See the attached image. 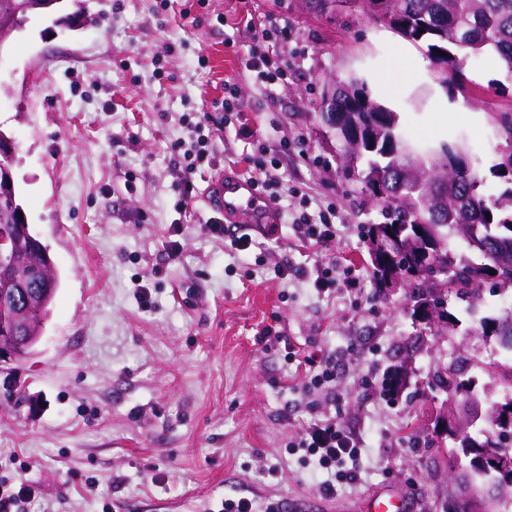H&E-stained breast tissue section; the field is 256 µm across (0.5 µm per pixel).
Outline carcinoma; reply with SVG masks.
Listing matches in <instances>:
<instances>
[{
    "instance_id": "carcinoma-1",
    "label": "carcinoma",
    "mask_w": 512,
    "mask_h": 512,
    "mask_svg": "<svg viewBox=\"0 0 512 512\" xmlns=\"http://www.w3.org/2000/svg\"><path fill=\"white\" fill-rule=\"evenodd\" d=\"M363 9L404 38L426 43L428 55L439 77L457 75L468 59L482 56L499 60L512 75V0H362ZM56 0H0V18L12 20L17 33L30 15L53 8ZM327 124L353 157L345 175L363 184L381 207L384 221L364 225L368 240L372 276L376 287L387 288L399 279L411 288L410 300H422L437 309L438 325L452 326L456 317L448 312V298L468 303L465 312L476 311L488 270L498 273L499 284L512 285V264L501 265L497 238H512V186L499 195L480 192L484 179L471 169L464 148L444 144L431 156V167L415 161V170H403L411 151L405 146L395 113L372 101L363 84L352 80L343 86L336 102L325 106ZM492 119L499 138L512 145V112H495ZM364 162L358 168V162ZM448 182V211L435 212L431 199V170ZM21 207L17 188L0 178V227L17 223ZM459 224L478 225L479 238H486V249L474 246L457 229ZM461 237L478 260L455 258L448 239ZM4 259L14 264L10 283L0 288L29 287L32 273L46 265L42 250L20 236ZM451 264L454 271L439 277L432 288L436 266ZM53 295L39 289L29 291L27 301L9 306L6 317L22 324L28 334L41 335ZM512 323V310L479 320L478 330L497 340L502 351L512 354V341L503 344L497 326ZM438 388L447 394L473 393L472 381L463 379L461 366L451 363L437 375ZM448 411L457 415L463 433L452 439L450 457H478L491 464L505 451L512 452V425L506 427L497 408H492L477 429L468 426L470 413H461L453 401ZM512 508V471L499 477L497 498L485 501L482 494L464 500L457 512H509Z\"/></svg>"
}]
</instances>
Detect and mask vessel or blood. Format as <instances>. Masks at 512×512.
Instances as JSON below:
<instances>
[{"mask_svg": "<svg viewBox=\"0 0 512 512\" xmlns=\"http://www.w3.org/2000/svg\"><path fill=\"white\" fill-rule=\"evenodd\" d=\"M210 208L222 212L225 219L244 216L248 227L276 224L280 221L274 201L257 191L250 180L232 172L214 180L205 192ZM411 503L401 493L378 492L370 495L361 505V512H409Z\"/></svg>", "mask_w": 512, "mask_h": 512, "instance_id": "vessel-or-blood-1", "label": "vessel or blood"}]
</instances>
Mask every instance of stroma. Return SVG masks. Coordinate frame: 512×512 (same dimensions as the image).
I'll return each mask as SVG.
<instances>
[{"mask_svg":"<svg viewBox=\"0 0 512 512\" xmlns=\"http://www.w3.org/2000/svg\"><path fill=\"white\" fill-rule=\"evenodd\" d=\"M248 11L288 25L275 45L288 78L269 90L248 69L252 38L239 25ZM407 45L415 56L405 66L417 77L389 111L419 142L463 145L483 193L499 194L491 115L512 109L504 67L473 59L460 80L440 82L433 69L416 71L425 43L358 10L317 13L305 0H61L0 49V131L16 143L20 202L58 278L38 343L0 362V479L30 487L26 512H216L239 496L348 512L379 490L409 496L411 512H444L449 458L434 433L444 395L432 375L466 360L487 406L504 400V384L476 364L503 354L463 304H448L456 326L424 332L408 288L377 290L362 227L380 208L345 178L322 107L327 87L352 79L379 100L374 76L393 71ZM228 85L250 135L214 107ZM439 96L460 112H439ZM191 122L211 135V164L195 175L181 215L173 205L183 159L172 146ZM255 140L280 151L288 195L280 229L253 233L241 252L208 234L203 196L223 170L244 173ZM328 204L336 239L307 254L351 272L354 287L320 294L306 280L276 278L274 263L303 257L293 219L317 218ZM177 222L186 229L174 260L167 242ZM137 278L153 306L137 303ZM268 328L336 355L335 381L301 392L284 349L260 343ZM400 365L403 386L387 395L383 383ZM325 418L361 448L358 481L337 483L332 498L289 449ZM261 457L276 473H259Z\"/></svg>","mask_w":512,"mask_h":512,"instance_id":"stroma-1","label":"stroma"}]
</instances>
